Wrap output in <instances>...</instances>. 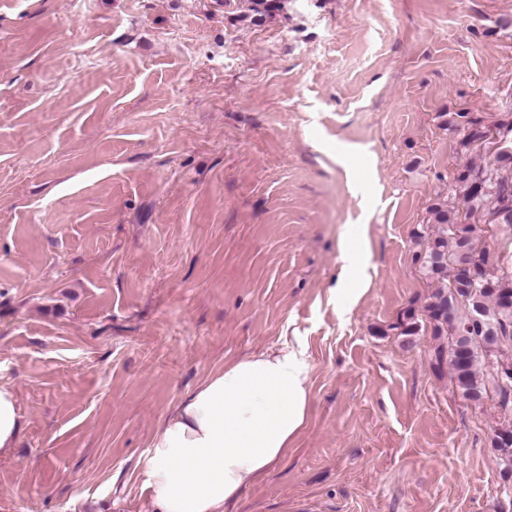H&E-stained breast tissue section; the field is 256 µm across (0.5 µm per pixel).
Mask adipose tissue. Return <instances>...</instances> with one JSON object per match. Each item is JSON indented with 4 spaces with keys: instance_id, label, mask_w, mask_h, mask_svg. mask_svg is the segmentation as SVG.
Segmentation results:
<instances>
[{
    "instance_id": "ef3b65f1",
    "label": "adipose tissue",
    "mask_w": 512,
    "mask_h": 512,
    "mask_svg": "<svg viewBox=\"0 0 512 512\" xmlns=\"http://www.w3.org/2000/svg\"><path fill=\"white\" fill-rule=\"evenodd\" d=\"M310 364L299 348L246 355L187 392L161 421L144 467L160 512H231L288 455L303 429ZM22 430L17 394L0 383V455Z\"/></svg>"
}]
</instances>
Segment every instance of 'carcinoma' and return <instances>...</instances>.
Listing matches in <instances>:
<instances>
[{"label": "carcinoma", "instance_id": "1", "mask_svg": "<svg viewBox=\"0 0 512 512\" xmlns=\"http://www.w3.org/2000/svg\"><path fill=\"white\" fill-rule=\"evenodd\" d=\"M250 21L284 8L281 0H250ZM442 125L458 137L466 162L456 169L451 194L428 209L426 224L415 232V263L430 288L428 301L404 308L391 325L401 345L410 348L428 331L436 341L431 365L449 371L454 388L470 402L490 399L512 419V376L503 375L501 358L512 368V251L491 248L478 225L512 241V112L493 127L507 136L509 150L493 148L488 125L469 112L446 113ZM504 478H512V439L492 433Z\"/></svg>", "mask_w": 512, "mask_h": 512}]
</instances>
